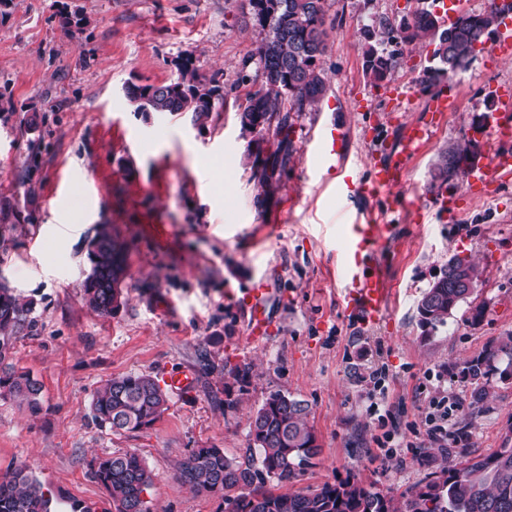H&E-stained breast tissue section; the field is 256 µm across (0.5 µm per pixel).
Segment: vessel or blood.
Returning a JSON list of instances; mask_svg holds the SVG:
<instances>
[{
  "instance_id": "obj_1",
  "label": "vessel or blood",
  "mask_w": 512,
  "mask_h": 512,
  "mask_svg": "<svg viewBox=\"0 0 512 512\" xmlns=\"http://www.w3.org/2000/svg\"><path fill=\"white\" fill-rule=\"evenodd\" d=\"M488 94L497 105L496 111L489 113L482 132L490 157L486 163L468 165L461 186L463 194L480 198L486 195L490 184L512 178V85L489 87ZM385 95L399 109L411 100L423 99L429 119L422 124L406 123L398 143L391 148L378 143L376 125L365 124L364 133L375 143L368 156V179L357 180L346 173L348 132L334 122L323 124L310 138L306 159L316 171L342 169L343 175L335 186L337 195H358L372 203L383 200L389 208L406 212L412 207L402 191L407 167L427 142L433 128L452 109L453 101L440 88L425 93L420 87L406 88L398 83L387 86ZM396 232V225L385 223L381 216L372 214L343 227L342 259L338 268L344 283L343 306L348 315L368 326L386 318L394 297L395 290L386 267ZM271 297L272 290L263 278L232 296L237 307L249 315L247 340L250 344L264 343L270 333L271 323L265 310Z\"/></svg>"
}]
</instances>
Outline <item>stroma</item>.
Returning <instances> with one entry per match:
<instances>
[{
  "mask_svg": "<svg viewBox=\"0 0 512 512\" xmlns=\"http://www.w3.org/2000/svg\"><path fill=\"white\" fill-rule=\"evenodd\" d=\"M336 27L323 67L322 103L291 115L286 168L271 172L264 210L236 105L259 82L238 84L259 33L247 0H67L84 14V29L65 32L51 15L54 0H12L0 15V282L31 302L33 325L14 342L16 365L42 384L43 410L29 415L0 399V472L28 465L57 500L103 508L106 489L90 475L94 457L136 452L153 475L151 512H216L219 501L173 479L191 449L214 445L231 457L248 446L252 413L270 392L308 403L320 445L313 464L284 491L301 492L355 475L367 488L399 495L425 481L449 458L486 455L512 427V380L491 379L474 403L460 373L464 360L512 335V184L493 187L455 211L438 210L449 187L433 185L441 148L464 142L495 105L484 91L512 83V60L491 48L451 75L456 107L433 130L409 167L404 190L415 211L396 216L399 242L389 260L395 295L386 323L359 327L343 314L336 276L342 226L359 197H337L340 173L309 176L305 149L327 120L351 133L349 168L367 178L364 118L352 108L366 98L385 143L404 122L423 120L421 101L392 111L363 71L366 27L400 19L416 0H328ZM190 53L201 74L227 92V105L206 128L188 115L142 113L128 102L129 83L176 79L179 56ZM152 220L170 225L166 243L145 235ZM108 224L125 242L124 303L102 316L87 304L82 283L87 245ZM483 271L472 304L425 334L417 304L454 255ZM275 290L272 333L246 346L245 316L233 291L257 276ZM483 306L473 320L472 305ZM249 366L246 381L236 369ZM185 368L196 383L171 395L169 408L142 432L112 434L91 420L94 390L129 373L157 379ZM378 381H370L373 370ZM223 385L233 406L208 392ZM463 402L448 421L462 449L431 447L425 409L442 391ZM385 396L390 414L368 413Z\"/></svg>",
  "mask_w": 512,
  "mask_h": 512,
  "instance_id": "1",
  "label": "stroma"
}]
</instances>
